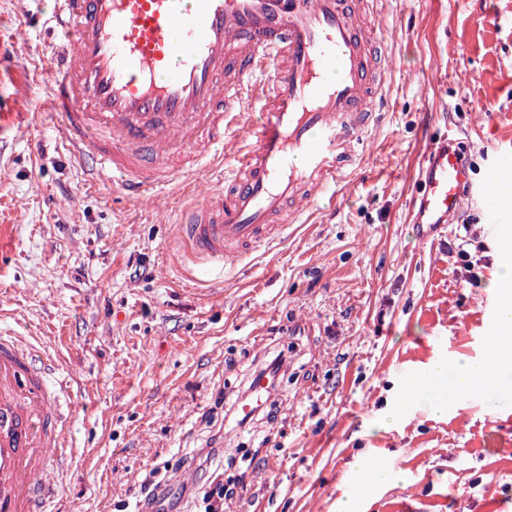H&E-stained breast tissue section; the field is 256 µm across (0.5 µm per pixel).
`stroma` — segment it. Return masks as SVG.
Segmentation results:
<instances>
[{"label":"stroma","mask_w":512,"mask_h":512,"mask_svg":"<svg viewBox=\"0 0 512 512\" xmlns=\"http://www.w3.org/2000/svg\"><path fill=\"white\" fill-rule=\"evenodd\" d=\"M50 0H0V330L38 342L73 377L74 450L50 512H135L154 466L164 512H194L200 450L224 469L225 512H512V391L436 417L401 402L408 374L473 356L497 304L501 260L466 207L431 237L409 215L427 138L467 147L473 180L512 155V0H380L390 65L366 150L332 202L224 270L191 261L179 211L224 185L210 167L133 203L87 187L44 102ZM291 348L274 397L240 430L233 404L256 364ZM404 475L372 486L371 459Z\"/></svg>","instance_id":"1"}]
</instances>
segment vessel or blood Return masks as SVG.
Here are the masks:
<instances>
[{"mask_svg":"<svg viewBox=\"0 0 512 512\" xmlns=\"http://www.w3.org/2000/svg\"><path fill=\"white\" fill-rule=\"evenodd\" d=\"M371 0H54L63 37L48 62L46 111L93 181L139 201L210 162L226 130L251 145L224 168L225 193L183 212L192 258L243 260L300 223L353 166L377 121L385 65L362 15ZM260 122H251L253 103ZM413 223H452L470 194L499 192L497 236L512 228V169L473 183L455 141L429 142ZM53 360L0 332V512H45L69 459ZM255 378L238 409L263 406Z\"/></svg>","mask_w":512,"mask_h":512,"instance_id":"1","label":"vessel or blood"}]
</instances>
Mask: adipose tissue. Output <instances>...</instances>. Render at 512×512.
<instances>
[{"label":"adipose tissue","mask_w":512,"mask_h":512,"mask_svg":"<svg viewBox=\"0 0 512 512\" xmlns=\"http://www.w3.org/2000/svg\"><path fill=\"white\" fill-rule=\"evenodd\" d=\"M491 288L501 302L495 317L493 334L483 343L479 356L461 358L456 367L439 359L429 364L423 376L403 393L413 405H423L435 415L446 413L453 400L494 387L512 390V263L501 264Z\"/></svg>","instance_id":"obj_1"}]
</instances>
